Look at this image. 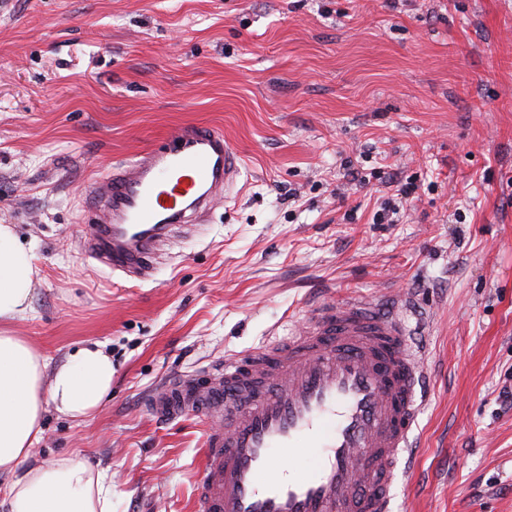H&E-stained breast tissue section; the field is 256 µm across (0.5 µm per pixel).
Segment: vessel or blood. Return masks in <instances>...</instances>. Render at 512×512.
<instances>
[{
	"mask_svg": "<svg viewBox=\"0 0 512 512\" xmlns=\"http://www.w3.org/2000/svg\"><path fill=\"white\" fill-rule=\"evenodd\" d=\"M240 174L222 132L177 130L86 188L82 204L98 220L86 253L145 278L173 230L204 223ZM410 310L404 296L387 309L325 295L288 338L149 394L154 418L205 426L193 512H394L429 381Z\"/></svg>",
	"mask_w": 512,
	"mask_h": 512,
	"instance_id": "obj_1",
	"label": "vessel or blood"
}]
</instances>
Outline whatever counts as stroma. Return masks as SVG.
<instances>
[{
	"instance_id": "1",
	"label": "stroma",
	"mask_w": 512,
	"mask_h": 512,
	"mask_svg": "<svg viewBox=\"0 0 512 512\" xmlns=\"http://www.w3.org/2000/svg\"><path fill=\"white\" fill-rule=\"evenodd\" d=\"M242 175L150 279L89 258L80 194L176 129ZM417 191L397 198L382 173ZM0 224L39 274L14 335L51 367L100 343L112 391L30 456L109 469L112 512H192L196 417L167 376L289 335L323 294L409 291L430 386L395 512H512V0H0Z\"/></svg>"
}]
</instances>
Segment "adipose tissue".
I'll return each instance as SVG.
<instances>
[{
    "instance_id": "obj_1",
    "label": "adipose tissue",
    "mask_w": 512,
    "mask_h": 512,
    "mask_svg": "<svg viewBox=\"0 0 512 512\" xmlns=\"http://www.w3.org/2000/svg\"><path fill=\"white\" fill-rule=\"evenodd\" d=\"M37 269L13 225L0 224V322L30 310ZM112 358L100 344L81 346L50 368L20 336L0 330V505L8 512H112V476L77 457L37 466L27 460L43 433L46 412L90 415L112 387Z\"/></svg>"
}]
</instances>
